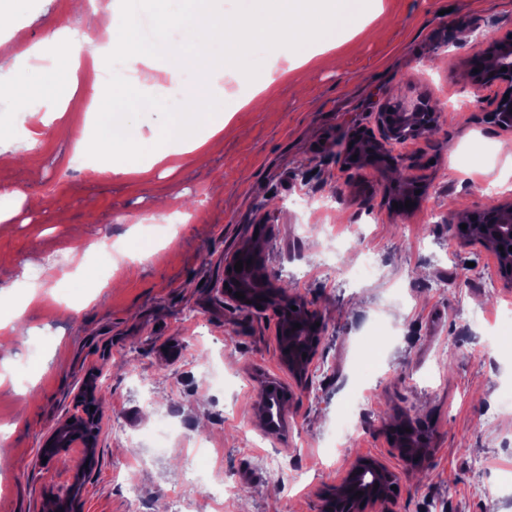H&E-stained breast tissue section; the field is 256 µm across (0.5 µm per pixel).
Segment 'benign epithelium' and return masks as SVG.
I'll list each match as a JSON object with an SVG mask.
<instances>
[{"label":"benign epithelium","instance_id":"7a95c632","mask_svg":"<svg viewBox=\"0 0 512 512\" xmlns=\"http://www.w3.org/2000/svg\"><path fill=\"white\" fill-rule=\"evenodd\" d=\"M484 49L469 61V69H483L492 66L499 70L500 80L512 82V39L498 37L481 38ZM507 71H502V68ZM435 120L437 113L431 111V105L422 100L411 107L401 106L397 109L384 106L376 113V123L379 137H367L359 144V150H349L340 156V162L347 169L366 166L376 162H385L391 166L398 165L402 156L392 154L394 147L404 144L412 135L404 132V126L419 122L423 112ZM494 123L501 127L512 126V96L500 100L496 111L492 114ZM495 214L503 217V224H485L484 231L472 236V240L484 242L489 239L499 241L503 246H512V203L497 205ZM240 260L239 251H234L224 258V295L238 308L266 310L272 308L280 318L277 333L278 354L281 363L297 379L306 378L312 360L321 342L320 327L316 326L317 319L306 307L305 303L296 296L283 295L278 285L268 278H263L260 288H253L242 279V273L235 271V263ZM241 292L244 298L239 299L235 293ZM301 328L294 329V324ZM261 402L267 407L273 403L278 405L275 413L264 412L267 429L277 432L285 423L283 402L285 393L276 383L263 386ZM74 422L63 421L60 426L47 438L41 456L51 462L66 451L71 442L61 443L59 435L67 434V438L81 434L87 421L80 415L72 416ZM405 430L395 440L398 454L414 466H420L426 457L424 443L425 430L419 423L409 419L404 424ZM84 450L75 473V483H80L84 475L94 464L95 441L83 440ZM398 484V476L383 462L368 456H358L348 465L344 476L333 488L329 502L324 512H369L374 505L388 501L394 493L391 486ZM363 495L358 496L356 492Z\"/></svg>","mask_w":512,"mask_h":512}]
</instances>
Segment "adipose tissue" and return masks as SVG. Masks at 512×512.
I'll return each instance as SVG.
<instances>
[{"mask_svg": "<svg viewBox=\"0 0 512 512\" xmlns=\"http://www.w3.org/2000/svg\"><path fill=\"white\" fill-rule=\"evenodd\" d=\"M166 9L164 26L155 28L154 40L169 63L160 71L149 59L142 40L135 32L141 26L140 0H117L112 6V23L104 37L131 81L141 89L167 88L179 101L181 109L174 113L167 135H186L190 122L205 121L209 133L198 141L196 160L218 148L228 123L223 113L207 109L212 72L221 70L240 80L268 89L284 74L259 65L254 60V48L265 43L270 50L289 45L298 47L310 39L335 42L336 32L344 26L355 25L358 15L351 0H248L247 10L220 12L210 5L211 0H162ZM97 27L95 15H87L80 30L61 26L55 36L56 66L51 81L37 80L22 84L15 64L0 67V99L17 100L22 111L37 112L50 108L54 99L47 92L48 84L63 88L72 77L71 66L94 44ZM181 30L178 39L169 38L167 29ZM101 110L111 111L112 121L105 137L95 148L110 155L115 147L132 150L144 144L139 128L130 123L127 113L112 112V102L98 98Z\"/></svg>", "mask_w": 512, "mask_h": 512, "instance_id": "ef3b65f1", "label": "adipose tissue"}]
</instances>
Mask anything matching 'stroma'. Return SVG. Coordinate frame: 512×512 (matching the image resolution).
<instances>
[{
	"instance_id": "1",
	"label": "stroma",
	"mask_w": 512,
	"mask_h": 512,
	"mask_svg": "<svg viewBox=\"0 0 512 512\" xmlns=\"http://www.w3.org/2000/svg\"><path fill=\"white\" fill-rule=\"evenodd\" d=\"M81 2L0 0V19L49 56L55 21H75ZM359 19L363 31L343 29L331 53L310 42L318 56L299 70L288 48L257 46V60L290 71L268 111L239 108L254 87L224 74L211 107L234 115L204 166L88 180L71 133L104 135L86 106L95 85L117 96L106 54L82 63L60 117L27 116L38 149L17 164L0 158V193L38 202L0 225V253L14 260L0 276V322H22L0 342V512H168L175 501L184 512H323L360 455L398 475L376 512H512V490L499 487L512 474V284L492 250L461 243L443 222L457 202L476 212L512 200V129L489 120L507 84L472 83L465 66L482 34L512 36V0H364ZM422 96L438 120L397 148L424 185L404 214L391 205L396 171L346 169L338 156L353 132L377 133L385 103ZM169 187L184 194L182 220L153 207ZM84 231L107 248L69 262L64 251ZM254 237L267 276L324 325L304 381L279 361L277 314L224 296L226 253ZM366 255L380 277H360ZM39 283L46 299L25 306ZM98 369L110 388L95 465L77 488L80 446L48 464L40 448L83 413L78 393ZM268 378L289 393L276 433L259 406ZM349 412L360 427L339 449L333 435ZM407 418L430 433L418 469L391 444ZM199 434L218 499L181 481ZM269 455L281 475L260 468Z\"/></svg>"
}]
</instances>
